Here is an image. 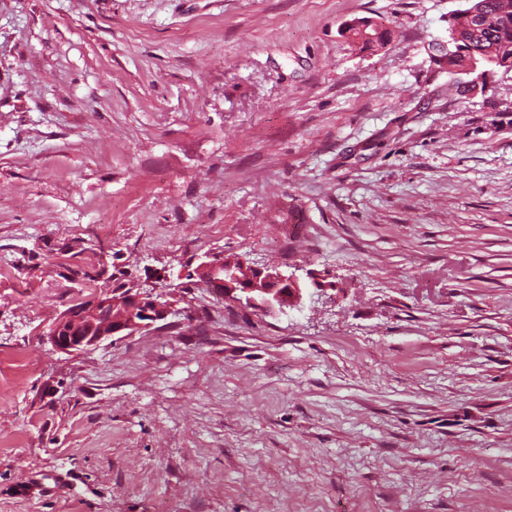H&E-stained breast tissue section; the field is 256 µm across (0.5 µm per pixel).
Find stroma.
Wrapping results in <instances>:
<instances>
[{"label": "stroma", "instance_id": "obj_1", "mask_svg": "<svg viewBox=\"0 0 512 512\" xmlns=\"http://www.w3.org/2000/svg\"><path fill=\"white\" fill-rule=\"evenodd\" d=\"M465 5L0 0V512H512V70L434 64ZM208 252L299 305L183 287ZM99 269L175 314L53 352ZM370 18H358L346 24L344 33L356 44H361V48L373 49L384 45L391 36V32L381 25L382 30L378 31L374 27ZM369 34L375 36V39L369 37Z\"/></svg>", "mask_w": 512, "mask_h": 512}]
</instances>
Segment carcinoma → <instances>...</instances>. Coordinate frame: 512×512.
Masks as SVG:
<instances>
[{"label": "carcinoma", "mask_w": 512, "mask_h": 512, "mask_svg": "<svg viewBox=\"0 0 512 512\" xmlns=\"http://www.w3.org/2000/svg\"><path fill=\"white\" fill-rule=\"evenodd\" d=\"M468 6L453 13L449 36L468 49L465 55H441L451 75L468 67L472 60L488 59L495 66L512 68V0H467ZM344 33L363 48L384 45L391 32L374 27L372 20L358 18L346 24Z\"/></svg>", "instance_id": "cac0c4a2"}]
</instances>
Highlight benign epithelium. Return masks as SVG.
Returning a JSON list of instances; mask_svg holds the SVG:
<instances>
[{
  "label": "benign epithelium",
  "instance_id": "7a95c632",
  "mask_svg": "<svg viewBox=\"0 0 512 512\" xmlns=\"http://www.w3.org/2000/svg\"><path fill=\"white\" fill-rule=\"evenodd\" d=\"M224 267V279L212 277L214 269ZM224 292V297H244L249 305L266 310L294 307L300 303L302 289L294 275L275 268L243 266L238 259L223 253H207L183 276ZM172 314L165 295L156 288L145 289L128 284L118 290L107 289L86 308L61 313L45 340L59 353L90 352L114 336H129L148 328Z\"/></svg>",
  "mask_w": 512,
  "mask_h": 512
}]
</instances>
